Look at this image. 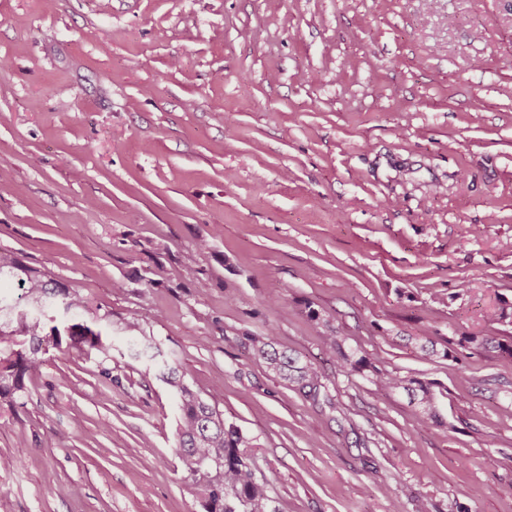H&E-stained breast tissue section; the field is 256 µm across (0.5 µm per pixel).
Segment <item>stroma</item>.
<instances>
[{
    "label": "stroma",
    "mask_w": 512,
    "mask_h": 512,
    "mask_svg": "<svg viewBox=\"0 0 512 512\" xmlns=\"http://www.w3.org/2000/svg\"><path fill=\"white\" fill-rule=\"evenodd\" d=\"M0 249L109 347L0 407V512H203L132 321L280 512H512V360L457 344L512 335V0H0ZM268 335L332 406L252 357ZM318 326L320 328V337L323 340V345L325 350L328 353H332L336 355V353H340L341 364L344 368H348L351 372H359L363 371V369L367 366V361L365 357L360 356L357 358V354L351 352L350 354L346 353L343 349V346L340 342L339 336L332 334V330L329 329V326L326 321L317 319ZM375 390L381 393L404 391L410 402L417 404L427 424L437 423L439 414L436 407V397L432 389L425 383L415 382L397 373L388 371L377 372L370 377ZM415 384V385H413Z\"/></svg>",
    "instance_id": "35a3bbf8"
}]
</instances>
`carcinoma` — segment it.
<instances>
[{"label": "carcinoma", "mask_w": 512, "mask_h": 512, "mask_svg": "<svg viewBox=\"0 0 512 512\" xmlns=\"http://www.w3.org/2000/svg\"><path fill=\"white\" fill-rule=\"evenodd\" d=\"M17 279L23 288L26 308L0 305V315L8 321L0 325V401L12 404L24 389V379L37 371L39 353L59 348L66 341L101 352L107 350L101 332L76 321L73 311L83 307L77 293L28 266L11 252L0 250V275ZM325 350L341 354V364L351 372L367 366L363 356L346 353L338 336L326 321L318 322ZM464 348L495 350L512 358V336H462ZM252 355L263 359L282 378L293 383L303 397L315 402L329 398L328 387L320 371L298 359L273 349V342L253 340ZM135 358L147 357L165 382L179 395L182 414L177 428L176 451L184 468V480L200 496L203 512H279L267 484L256 477L246 451L249 439L232 424L224 422L215 405L203 399L185 383L178 369L163 359L150 336H138L132 348ZM381 393L404 391L417 404L425 422H438L436 397L425 383L415 382L397 373L381 371L370 377Z\"/></svg>", "instance_id": "cac0c4a2"}]
</instances>
